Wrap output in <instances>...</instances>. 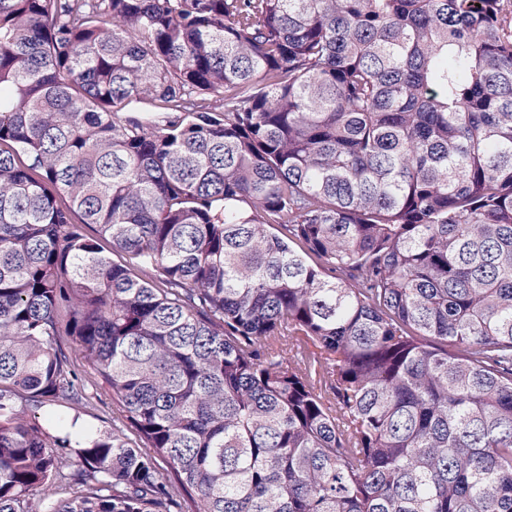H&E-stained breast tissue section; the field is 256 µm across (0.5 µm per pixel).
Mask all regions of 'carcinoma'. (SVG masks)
<instances>
[{"label":"carcinoma","instance_id":"cac0c4a2","mask_svg":"<svg viewBox=\"0 0 512 512\" xmlns=\"http://www.w3.org/2000/svg\"><path fill=\"white\" fill-rule=\"evenodd\" d=\"M0 512H512V0H0ZM96 393L94 409L90 410L94 416H83V418L87 422L95 424L100 429L112 431V417L116 416L112 406V400L109 395L99 387H97Z\"/></svg>","mask_w":512,"mask_h":512}]
</instances>
